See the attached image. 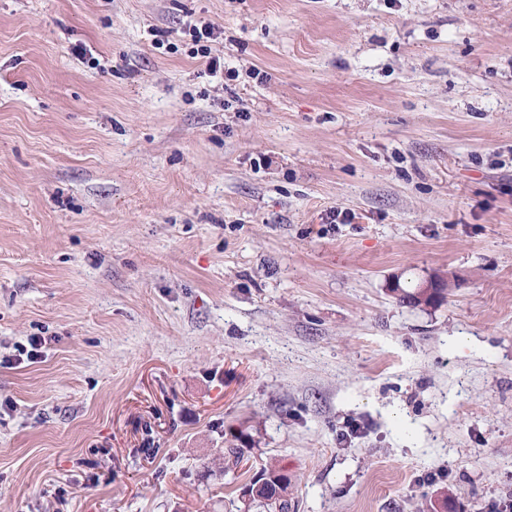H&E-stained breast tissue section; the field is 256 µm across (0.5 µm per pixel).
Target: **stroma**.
Listing matches in <instances>:
<instances>
[{
    "label": "stroma",
    "mask_w": 512,
    "mask_h": 512,
    "mask_svg": "<svg viewBox=\"0 0 512 512\" xmlns=\"http://www.w3.org/2000/svg\"><path fill=\"white\" fill-rule=\"evenodd\" d=\"M31 336L0 512H512V0H0ZM47 340L45 337L42 336H31L27 339V344L22 345L19 348L16 349L18 354L4 357V359L0 361V366H8L11 367L13 365H20L25 360L29 363H35L37 360L41 357L42 354V347L46 344ZM29 347V348H28ZM25 356V359L24 357ZM257 483V482H256ZM256 483L252 484L251 495L249 498V488L246 489V499H248V508L251 503L259 502L260 506L266 509V512H289L291 508H293V512L296 511L295 503L293 506L288 502L287 499H283V496L277 494V490L275 487H269L267 483L264 484V487H261L257 493L254 494V490L252 493V489L255 488Z\"/></svg>",
    "instance_id": "35a3bbf8"
}]
</instances>
